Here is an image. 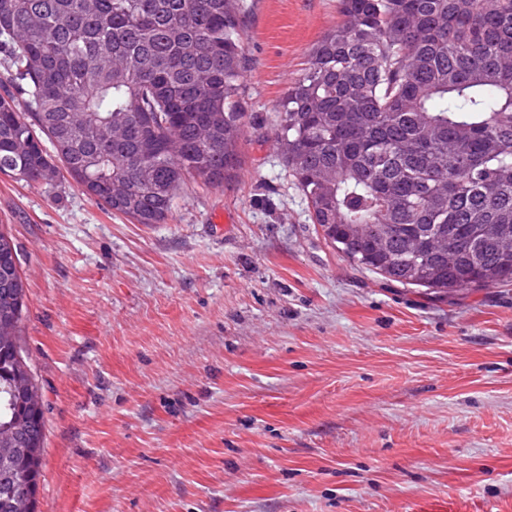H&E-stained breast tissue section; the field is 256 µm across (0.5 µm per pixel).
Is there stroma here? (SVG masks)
Returning <instances> with one entry per match:
<instances>
[{
	"label": "stroma",
	"mask_w": 512,
	"mask_h": 512,
	"mask_svg": "<svg viewBox=\"0 0 512 512\" xmlns=\"http://www.w3.org/2000/svg\"><path fill=\"white\" fill-rule=\"evenodd\" d=\"M246 3L224 186L147 226L0 174L38 512H512V284L405 288L325 240L275 119L339 0Z\"/></svg>",
	"instance_id": "obj_1"
}]
</instances>
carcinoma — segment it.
<instances>
[{
	"label": "carcinoma",
	"instance_id": "cac0c4a2",
	"mask_svg": "<svg viewBox=\"0 0 512 512\" xmlns=\"http://www.w3.org/2000/svg\"><path fill=\"white\" fill-rule=\"evenodd\" d=\"M243 0H0V173L67 174L162 224L188 177L240 163ZM277 113L312 222L415 288L512 282V0H340ZM0 512H36L41 398L19 344L24 285L0 231Z\"/></svg>",
	"mask_w": 512,
	"mask_h": 512
}]
</instances>
